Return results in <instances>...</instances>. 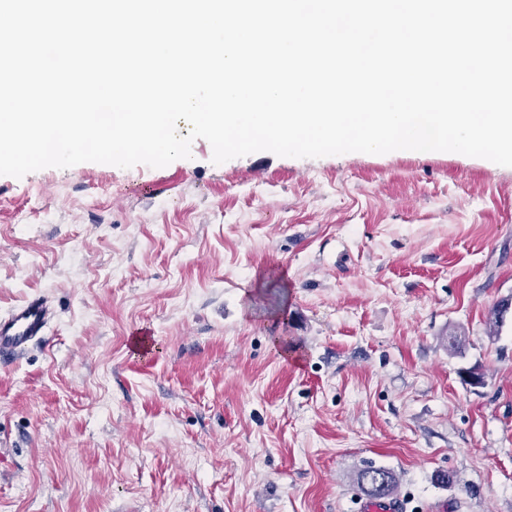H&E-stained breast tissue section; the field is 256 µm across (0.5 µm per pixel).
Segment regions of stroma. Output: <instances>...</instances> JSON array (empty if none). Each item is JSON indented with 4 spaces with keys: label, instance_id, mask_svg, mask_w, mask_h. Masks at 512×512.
Masks as SVG:
<instances>
[{
    "label": "stroma",
    "instance_id": "obj_1",
    "mask_svg": "<svg viewBox=\"0 0 512 512\" xmlns=\"http://www.w3.org/2000/svg\"><path fill=\"white\" fill-rule=\"evenodd\" d=\"M212 156L0 176V512H512V167ZM52 318V307L41 298L26 300L0 315V360L17 356L30 342L40 339ZM356 483L368 497L373 498L362 501L356 508L357 511L402 512L405 510L403 499L391 495L397 485L396 475L391 469L369 464L359 471Z\"/></svg>",
    "mask_w": 512,
    "mask_h": 512
}]
</instances>
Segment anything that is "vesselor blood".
Wrapping results in <instances>:
<instances>
[{
    "mask_svg": "<svg viewBox=\"0 0 512 512\" xmlns=\"http://www.w3.org/2000/svg\"><path fill=\"white\" fill-rule=\"evenodd\" d=\"M53 318L50 304L41 298L29 299L0 315V360L17 356L32 341L43 336ZM401 498L390 495L361 502L358 512H404Z\"/></svg>",
    "mask_w": 512,
    "mask_h": 512,
    "instance_id": "vessel-or-blood-1",
    "label": "vessel or blood"
}]
</instances>
